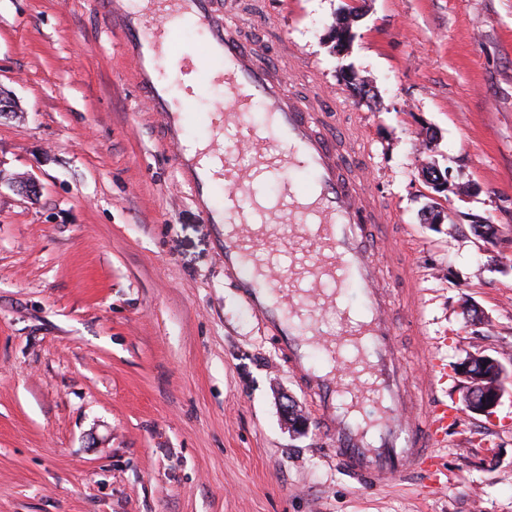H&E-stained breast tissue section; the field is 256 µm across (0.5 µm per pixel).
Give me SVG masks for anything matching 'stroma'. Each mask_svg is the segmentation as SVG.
Returning <instances> with one entry per match:
<instances>
[{
    "mask_svg": "<svg viewBox=\"0 0 512 512\" xmlns=\"http://www.w3.org/2000/svg\"><path fill=\"white\" fill-rule=\"evenodd\" d=\"M248 4L243 35L273 60L291 43L332 90L325 129L364 141L408 241L426 351L390 314L411 383L431 353L443 399L469 354L512 369V0ZM0 93V512H512V379L448 429L439 480L337 471L98 0H0ZM431 168L466 192H435Z\"/></svg>",
    "mask_w": 512,
    "mask_h": 512,
    "instance_id": "obj_1",
    "label": "stroma"
}]
</instances>
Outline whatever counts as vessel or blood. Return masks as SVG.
Returning <instances> with one entry per match:
<instances>
[{
	"label": "vessel or blood",
	"instance_id": "obj_1",
	"mask_svg": "<svg viewBox=\"0 0 512 512\" xmlns=\"http://www.w3.org/2000/svg\"><path fill=\"white\" fill-rule=\"evenodd\" d=\"M100 3L125 36L142 96L173 148L195 205L207 223L223 227L225 279L252 316L279 336L278 358L314 401L322 432L336 443L337 465L363 486L411 473L432 477L442 435L461 411L438 397L445 374L433 364L421 379L425 410L416 419L406 417V378L388 306L398 288L406 306L415 308L418 288L402 262L392 264L386 279L377 275L378 253L367 227L384 223L385 213L367 177L343 174L364 154V142L349 137L341 154L320 129L326 86L316 83L311 98L296 97L263 48L241 35L233 0H226L220 15L213 0H149L137 11L126 9L123 0ZM177 18L207 38L204 53L178 50L180 74L190 77L195 95L223 91L201 116L211 131L203 153L184 144L190 113L173 107L164 77L162 46L171 42ZM258 103L267 112L255 125L246 114ZM229 135L247 144L248 165H240L234 148L225 146ZM270 173L279 178L280 190L268 200L257 196L255 186ZM219 191L220 205L214 202ZM280 224L291 225L289 239L277 235ZM284 252L291 263L283 275L276 258ZM348 290L360 309L344 311L341 333L325 344L333 364L317 368L309 354L316 340L310 319L319 310L340 307Z\"/></svg>",
	"mask_w": 512,
	"mask_h": 512
}]
</instances>
